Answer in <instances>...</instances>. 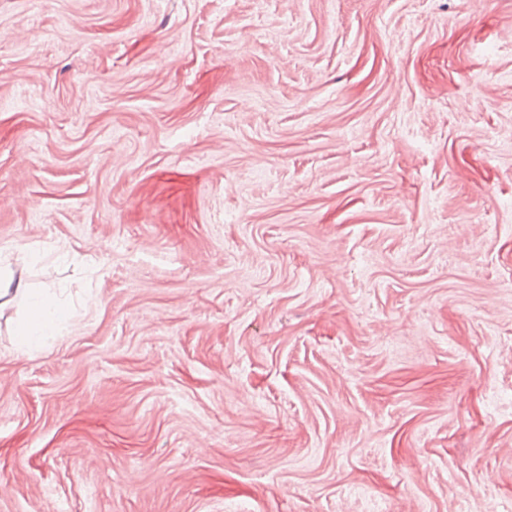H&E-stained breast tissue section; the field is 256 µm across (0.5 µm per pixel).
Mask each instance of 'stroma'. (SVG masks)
<instances>
[{"label":"stroma","instance_id":"stroma-1","mask_svg":"<svg viewBox=\"0 0 512 512\" xmlns=\"http://www.w3.org/2000/svg\"><path fill=\"white\" fill-rule=\"evenodd\" d=\"M511 136L512 0H0V512H512Z\"/></svg>","mask_w":512,"mask_h":512}]
</instances>
